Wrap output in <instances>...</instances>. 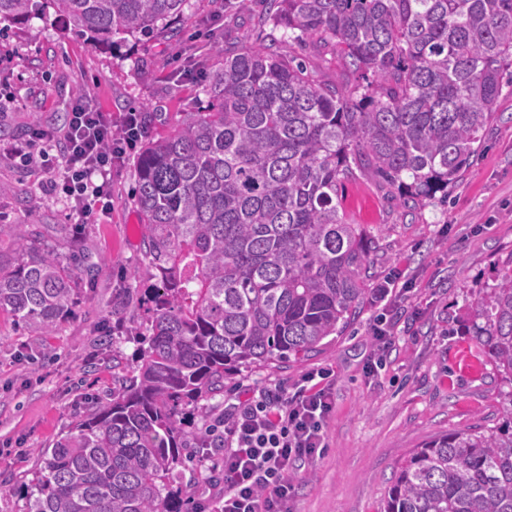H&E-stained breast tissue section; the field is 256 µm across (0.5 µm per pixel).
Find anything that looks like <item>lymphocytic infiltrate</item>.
Instances as JSON below:
<instances>
[{
  "label": "lymphocytic infiltrate",
  "mask_w": 512,
  "mask_h": 512,
  "mask_svg": "<svg viewBox=\"0 0 512 512\" xmlns=\"http://www.w3.org/2000/svg\"><path fill=\"white\" fill-rule=\"evenodd\" d=\"M140 137L139 113L113 121L82 93L71 104L63 133L38 128L29 138L1 146L0 152L24 165L45 166L48 191L92 220L109 210L112 172ZM327 377L325 370H310L293 385L256 390L224 419L220 512H288L295 471L325 445L334 409Z\"/></svg>",
  "instance_id": "1"
}]
</instances>
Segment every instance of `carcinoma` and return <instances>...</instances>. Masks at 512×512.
<instances>
[{"mask_svg": "<svg viewBox=\"0 0 512 512\" xmlns=\"http://www.w3.org/2000/svg\"><path fill=\"white\" fill-rule=\"evenodd\" d=\"M186 0H0V20L53 10L95 45L167 27ZM270 43L213 50L204 110L148 140L135 200L152 279L137 374L38 449L27 512H194L186 408L240 368L304 361L365 296L371 242L341 188L370 170L402 197L448 192L512 66V0H265ZM280 36H275V33ZM316 37L358 75L322 87L296 48ZM78 270L34 239L0 256V311L39 336L75 304ZM475 336L512 385V268ZM502 423L436 435L403 458L384 512H512V391Z\"/></svg>", "mask_w": 512, "mask_h": 512, "instance_id": "1", "label": "carcinoma"}]
</instances>
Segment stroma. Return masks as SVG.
Returning <instances> with one entry per match:
<instances>
[{
    "mask_svg": "<svg viewBox=\"0 0 512 512\" xmlns=\"http://www.w3.org/2000/svg\"><path fill=\"white\" fill-rule=\"evenodd\" d=\"M262 11L260 0H186L171 28L103 49L51 11L22 24L1 21L8 36L0 40V144L38 126L62 129L81 92L112 115L141 113L146 135H167L206 106V76L221 63L187 34L216 26L225 42L262 44L270 32ZM300 53L315 83L354 86L331 49L310 42ZM45 180L40 169L0 154V256L12 257L28 231L81 273L74 310L52 335L30 333L0 312V512H27L37 449L108 397L113 365L132 373L139 346L130 329L147 317L135 159L113 172L112 210L98 224L78 223L65 200L45 193ZM342 196L348 221L374 243L365 288L388 277L412 284L391 301L396 325L384 367L367 370L381 312L368 293L348 330L311 360L241 369L192 415L198 432L252 391L329 370L335 407L326 446L299 470L290 512H382L410 450L441 433L501 423L512 387L484 356L473 323L476 304L512 268V82L504 81L479 156L449 184L447 200L407 207L367 172L345 182Z\"/></svg>",
    "mask_w": 512,
    "mask_h": 512,
    "instance_id": "1",
    "label": "stroma"
}]
</instances>
